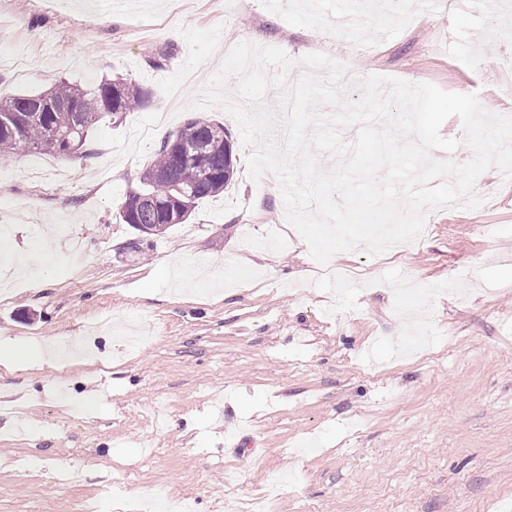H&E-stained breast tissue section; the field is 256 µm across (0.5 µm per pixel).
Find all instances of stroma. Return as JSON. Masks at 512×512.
Here are the masks:
<instances>
[{
  "label": "stroma",
  "instance_id": "1",
  "mask_svg": "<svg viewBox=\"0 0 512 512\" xmlns=\"http://www.w3.org/2000/svg\"><path fill=\"white\" fill-rule=\"evenodd\" d=\"M283 49L295 63L323 53L355 80L376 74L477 95L512 115L506 75L512 10L498 20L388 0H0V98L58 80L121 78L148 104L106 117L86 152L30 151L0 160V205L13 233L0 264L49 250L0 297V347L68 342L108 320L95 359L18 364L0 390V512H76L98 496L164 488L195 512L248 500L268 474L292 473L277 512H512V180L483 173L475 210L435 212L405 251L333 256L349 280L319 274L289 229L279 183L252 180L234 118L196 108L227 49ZM167 52L162 66L152 60ZM166 113L167 135L195 118L224 125L236 173L186 223L127 250L120 208L153 158L135 139ZM55 226L45 244L43 231ZM335 300L337 318L322 301ZM433 342L401 355L407 304Z\"/></svg>",
  "mask_w": 512,
  "mask_h": 512
}]
</instances>
